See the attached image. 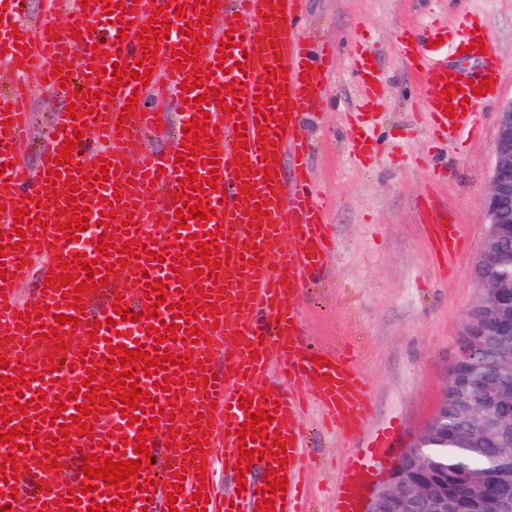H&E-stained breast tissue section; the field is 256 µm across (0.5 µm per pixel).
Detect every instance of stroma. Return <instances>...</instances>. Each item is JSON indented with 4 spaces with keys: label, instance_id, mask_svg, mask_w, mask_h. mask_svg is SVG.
<instances>
[{
    "label": "stroma",
    "instance_id": "35a3bbf8",
    "mask_svg": "<svg viewBox=\"0 0 512 512\" xmlns=\"http://www.w3.org/2000/svg\"><path fill=\"white\" fill-rule=\"evenodd\" d=\"M464 11L478 13L491 32L504 77L494 102L479 115L482 137L466 150L451 145L434 156L420 83L402 62L397 37L432 22L453 26ZM303 36L336 56V70L324 83V107L303 119L301 131L315 146L312 177L338 247L296 306L312 348L347 351L357 360L368 381L373 425L397 427L389 448L362 476L366 493L385 482L433 417L476 298L496 119L512 102V0H309ZM358 40L374 47L383 79L374 128L379 153L368 168L353 161L348 147L347 126L361 93L351 68ZM65 104L61 95L33 99L29 164H37L40 137ZM426 192L462 229L464 248L445 264L431 250L416 206ZM305 421L313 512H332L329 490L356 441L326 427L318 408H310Z\"/></svg>",
    "mask_w": 512,
    "mask_h": 512
}]
</instances>
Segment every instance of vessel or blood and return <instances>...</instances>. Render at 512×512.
<instances>
[{"mask_svg": "<svg viewBox=\"0 0 512 512\" xmlns=\"http://www.w3.org/2000/svg\"><path fill=\"white\" fill-rule=\"evenodd\" d=\"M198 0H66L68 26H59L53 19H32L22 8V0H0V103L8 105L12 123L8 133L0 132V231L1 240L10 247L9 256L0 257V270L15 271L10 281L0 279V290L6 295V308H0V355L21 360L27 373L33 374L24 401L49 410L59 393H73L76 385L87 377V365L81 352L99 356L108 352L112 343L127 349L143 347L151 351L156 336L149 333V320L144 314L149 304L146 286L163 281L167 292L165 305L158 311L163 320L174 319L172 305L183 299L194 300L193 313L178 319L180 329L173 349L191 357L187 366L170 365L173 384L163 392L159 383L163 376L155 373L142 378L141 389L150 391L155 409L140 415V424L124 426L119 407L84 416L92 430L84 436H72V446L83 452L111 455L113 461H129L136 454L133 440L144 425L154 427L152 437L157 451L150 456L151 469L141 472L137 482L147 485L150 502L146 510L131 508L130 512H189L197 483V464L208 463L206 491L209 503L206 512H255L260 488L266 487L265 475L255 471L239 474L235 464L239 457L238 430L247 424V412L241 409V397H252L266 413L275 414L268 425V436H281L285 445L286 465H279L272 455H265L267 471H277L288 481L286 492H274L276 512H301L300 494L304 454L300 412L304 394H311L346 434L365 435L362 447L353 454L336 484L333 512H356V478L369 465L380 449L388 447L391 428L369 430V404L365 398L367 381L363 373L347 357L326 354L324 361H315L314 350L306 343L294 298L316 275L334 247L331 226L324 204L314 194L310 179L312 148L308 138L301 136L299 118L322 107L321 89L334 63L329 54H318L302 36V21L307 0H215L219 6L210 22L201 23L199 35L206 37L200 45L197 62L175 70V52L183 50L180 32L188 18L194 17ZM122 4L126 14L119 25H112L104 4ZM180 6L184 16L172 20L170 36L160 42L159 52L151 65L148 84L136 86L124 81L111 101L95 100L81 104L77 118L58 112L52 135L47 138L44 161L30 168L23 159L24 133L29 125V100L34 90L61 91L60 78L54 67H72L73 77L81 91H107L113 85L111 68L119 57L142 58L144 51L136 33L138 26L155 19L164 4ZM81 24L80 37H73L71 25ZM231 39L229 48H221L220 40ZM482 40L484 54L478 55L481 76L502 80L503 68L488 30L479 29L474 14H463L454 28L432 27L423 38L408 31L398 37L400 55L411 72L421 81V104L428 116V126L435 149L447 144L465 145L480 135L478 111L487 96L474 95L468 82L458 81L455 63L460 49L475 40ZM102 48V57H95V48ZM26 57H19V50ZM210 68L206 89L234 84L236 91L226 99L229 113H220L217 103L206 108L209 117L207 136L218 145L221 164L218 189L206 192L211 202H223L227 211L219 224L189 220L187 228L174 227L179 207L175 195L186 170L175 158L181 150L188 119L196 117L199 107L197 92H185L183 81L193 80L197 69ZM353 67L363 92L358 119L350 130L351 151L358 160H367L373 151V125L370 117L381 89L375 80L372 50L357 45ZM114 86V85H113ZM278 92V103L291 111L290 119L273 118V105L256 104L262 91ZM277 103V104H278ZM180 109L173 126L159 122V110L166 105ZM245 120L248 136L244 169H237L234 143L235 126ZM83 132L94 146L85 153L73 154L84 173L90 174L99 159L115 164L110 174L111 189L105 197L113 201V219L101 225L100 205L92 203L90 225L77 242L58 239L56 231H44L43 222L52 221L58 208L66 207L70 190L57 182L55 196L44 194L49 169L55 168V156L64 141L75 132ZM166 140L162 150L150 148V139ZM274 140L272 156H264V139ZM276 174L271 185H264L265 168ZM265 203L269 212L261 226L250 223L258 203ZM26 209L23 220H15L17 209ZM418 209L425 222L428 242L437 258L447 259L458 252L462 235L458 225H443L434 218L436 201L424 196ZM133 217L135 227L124 228L126 217ZM23 223L36 233L33 241L23 242L16 249L18 236L15 223ZM224 226V235H217V226ZM113 227L117 239L132 238L137 242L136 255L126 266H117L119 252H112L107 262L112 269L109 282L99 290H85L86 311L80 313V326L57 323L53 306L62 303V292L48 290L37 293L34 301L17 299L20 284L29 281L33 269L41 273L58 269L62 254L84 253L94 259L95 244L106 227ZM209 235L211 244L231 249L230 262L222 264L218 281L204 280L195 272V264H187L193 277L189 283L179 282L171 270L177 236H184L188 250H196L198 238ZM261 256L262 264H253V256ZM207 293L210 303L220 310V317L207 316L197 299ZM123 300L138 320L132 323L130 335L111 334L107 313L116 300ZM98 324L95 341H88L91 324ZM199 327L204 342H196L192 327ZM40 328L41 338H33V328ZM70 333V347L59 371L49 372L50 347L44 335L49 330ZM224 358V372L214 386H204L200 361L216 356ZM286 377L291 385L287 392L265 391L263 383L272 373ZM208 423L212 434L204 452L194 454L183 446V432L193 420ZM179 428V435H170V428ZM128 445H121V438ZM223 463L230 476H243L247 487L215 492L216 463ZM184 474L183 494L175 506H168V484L173 475ZM155 486H148V479ZM84 474L73 477L56 473L44 466L33 468L30 478L0 480V510L10 512H57L58 495L79 490ZM37 484V494L25 493L27 483ZM19 489L18 498H10L11 489Z\"/></svg>", "mask_w": 512, "mask_h": 512, "instance_id": "obj_1", "label": "vessel or blood"}]
</instances>
